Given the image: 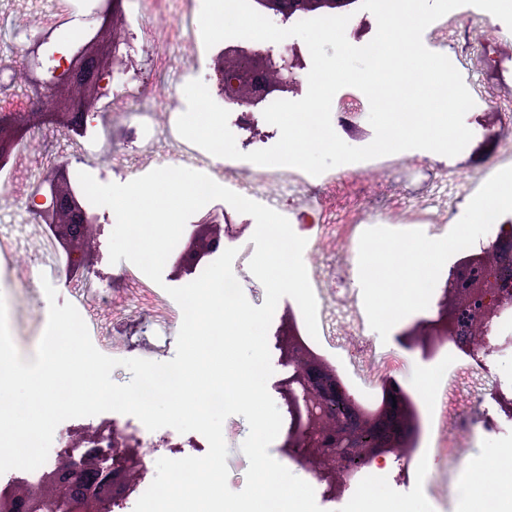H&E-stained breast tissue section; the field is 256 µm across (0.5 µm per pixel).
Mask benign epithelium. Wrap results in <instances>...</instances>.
Wrapping results in <instances>:
<instances>
[{"instance_id":"obj_1","label":"benign epithelium","mask_w":512,"mask_h":512,"mask_svg":"<svg viewBox=\"0 0 512 512\" xmlns=\"http://www.w3.org/2000/svg\"><path fill=\"white\" fill-rule=\"evenodd\" d=\"M358 0H257L258 12L283 23L299 13L348 15ZM99 35L84 41L66 63L63 74L46 84L60 91L48 112H16L0 119V168L14 158L28 129L43 120L83 131L87 117L101 98L105 76L111 73V53L98 50ZM300 57L271 51L243 52L230 64L220 55L215 72L224 94L233 102L244 92H270L288 84ZM45 184L49 204L36 210L72 268L90 270L85 252L98 225L83 205L82 195L62 170ZM231 225L204 220L191 225L184 251L174 261L177 275L190 273L206 258L224 251ZM512 307V234L504 233L487 250L462 258L450 271L435 317L398 336L401 345L429 352L437 341H450L465 354L493 352L487 336L492 316ZM288 376L277 384L289 428L281 452L298 459L324 485L329 499L339 497L347 472L366 464H383L388 456L408 451L417 441L419 422L410 417L408 391L395 378L379 385L377 406L368 410L349 392L337 370L302 342L297 323L288 321L277 337ZM110 440L112 454L99 448ZM141 444L117 423L82 426L63 446L56 466L36 482L18 478L0 494V512H112V503L130 496L146 463Z\"/></svg>"}]
</instances>
